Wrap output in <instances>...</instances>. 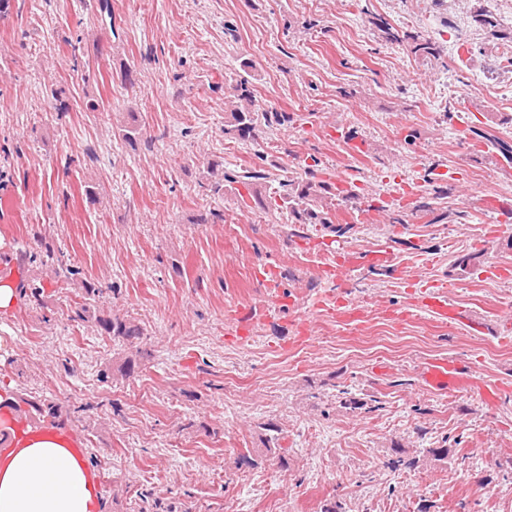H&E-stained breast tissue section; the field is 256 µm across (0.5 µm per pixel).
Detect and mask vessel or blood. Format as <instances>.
<instances>
[{
    "label": "vessel or blood",
    "mask_w": 512,
    "mask_h": 512,
    "mask_svg": "<svg viewBox=\"0 0 512 512\" xmlns=\"http://www.w3.org/2000/svg\"><path fill=\"white\" fill-rule=\"evenodd\" d=\"M272 304H254L246 307H234L227 312V318L238 336L248 335L256 323L264 320L272 311ZM410 311L428 314L442 325L463 324L473 334L487 333L488 328L479 320L471 318L459 306L448 298L443 290L425 293L417 302L410 304ZM420 378L426 389L445 391L460 385L476 390L481 399L492 403L498 398L503 387L501 384H487L477 378L470 365L448 357H438L425 361L420 368ZM0 427L4 435L0 436V466L29 442L44 436H52L78 462L86 460V443L69 426L54 422H39L20 412L0 411Z\"/></svg>",
    "instance_id": "obj_1"
}]
</instances>
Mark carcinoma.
<instances>
[{"mask_svg": "<svg viewBox=\"0 0 512 512\" xmlns=\"http://www.w3.org/2000/svg\"><path fill=\"white\" fill-rule=\"evenodd\" d=\"M473 19L484 31L488 41L498 45L512 43V27L503 26L493 12L484 6V0H478L473 6ZM380 37L390 43L406 41L410 43L411 53L432 61L442 58V50L435 43L422 39L418 35L399 31L388 22L380 19L376 22ZM242 74L231 81L224 92L225 121L224 135L235 140H256L260 138L261 130L273 125H285L291 121L290 114L286 112L269 111L261 108L254 95L252 70L254 65L250 61L241 63ZM207 182L201 188L218 193L225 191L234 184H239L247 190V194H235L236 201L243 208L249 207L247 199L258 200L256 184L265 178L264 170L251 167L242 170L226 169L219 164L208 166ZM358 204L359 196L349 192L345 195L336 190V186L327 180L318 177L316 170L306 168L304 175L280 182L278 208L288 212V221L291 224H325L333 226L332 211L336 210V197ZM484 252H469L458 257L454 268L462 275H471L483 264ZM103 290L91 283L84 284L83 301L78 302L71 309L70 320L92 323L100 331L112 336V339L133 344L143 336L142 328L135 321L119 316L106 317L101 313L98 302L102 298ZM151 356L143 348H136L135 357H127L118 367L123 376L134 371L139 361ZM36 414L42 418L55 419L62 414L58 403L43 399L39 402L24 400Z\"/></svg>", "mask_w": 512, "mask_h": 512, "instance_id": "obj_1", "label": "carcinoma"}]
</instances>
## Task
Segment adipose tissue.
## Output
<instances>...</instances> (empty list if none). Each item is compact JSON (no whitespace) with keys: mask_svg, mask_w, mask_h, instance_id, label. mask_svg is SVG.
<instances>
[{"mask_svg":"<svg viewBox=\"0 0 512 512\" xmlns=\"http://www.w3.org/2000/svg\"><path fill=\"white\" fill-rule=\"evenodd\" d=\"M94 487L49 440L31 444L0 469V512H93Z\"/></svg>","mask_w":512,"mask_h":512,"instance_id":"obj_1","label":"adipose tissue"}]
</instances>
